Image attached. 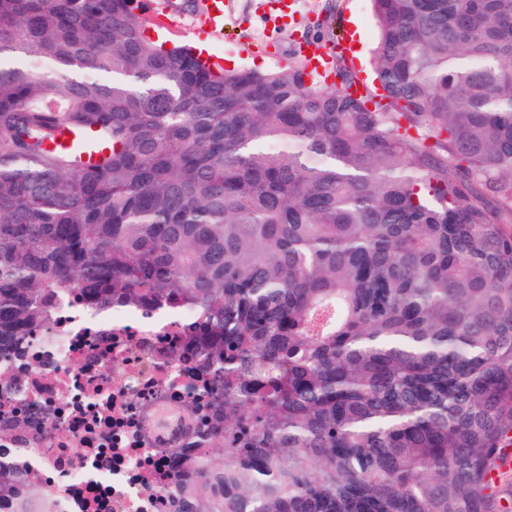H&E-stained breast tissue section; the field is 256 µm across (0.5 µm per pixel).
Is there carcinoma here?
<instances>
[{"label": "carcinoma", "instance_id": "1", "mask_svg": "<svg viewBox=\"0 0 512 512\" xmlns=\"http://www.w3.org/2000/svg\"><path fill=\"white\" fill-rule=\"evenodd\" d=\"M371 2L355 95L339 58L204 65L137 0H0V349L76 292L191 312L217 393L174 512H512V0Z\"/></svg>", "mask_w": 512, "mask_h": 512}]
</instances>
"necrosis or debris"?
I'll return each instance as SVG.
<instances>
[{
  "label": "necrosis or debris",
  "mask_w": 512,
  "mask_h": 512,
  "mask_svg": "<svg viewBox=\"0 0 512 512\" xmlns=\"http://www.w3.org/2000/svg\"><path fill=\"white\" fill-rule=\"evenodd\" d=\"M188 314L119 310L105 316L73 296L49 324L0 352V472L39 480L51 512H170L175 452L204 446L208 377L182 349Z\"/></svg>",
  "instance_id": "1"
}]
</instances>
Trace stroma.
I'll return each mask as SVG.
<instances>
[{
	"label": "stroma",
	"mask_w": 512,
	"mask_h": 512,
	"mask_svg": "<svg viewBox=\"0 0 512 512\" xmlns=\"http://www.w3.org/2000/svg\"><path fill=\"white\" fill-rule=\"evenodd\" d=\"M295 21L271 23L269 0H224V32L208 39L212 55L248 68L261 60L267 69L287 66L297 59L299 45L321 42L330 36L346 38L351 21H358L364 37V52L354 67L361 79L372 80V49L377 26L370 0H295ZM330 21L333 35L322 34L323 21Z\"/></svg>",
	"instance_id": "stroma-1"
}]
</instances>
